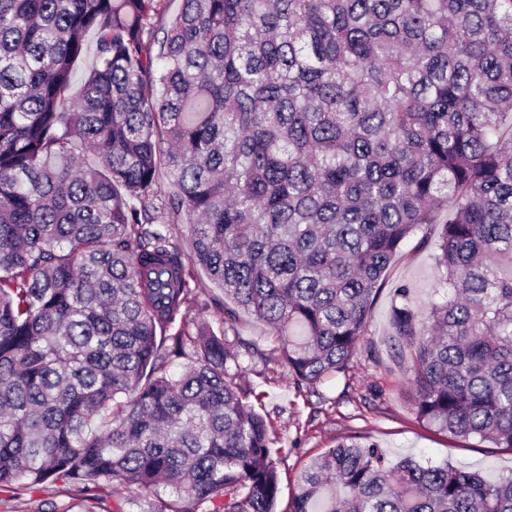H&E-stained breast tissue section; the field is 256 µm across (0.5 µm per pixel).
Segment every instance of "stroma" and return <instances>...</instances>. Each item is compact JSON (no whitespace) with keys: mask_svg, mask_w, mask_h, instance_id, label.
<instances>
[{"mask_svg":"<svg viewBox=\"0 0 512 512\" xmlns=\"http://www.w3.org/2000/svg\"><path fill=\"white\" fill-rule=\"evenodd\" d=\"M435 243L415 248L406 242L386 274L369 319L368 334L345 372L330 376L315 389L299 387L280 362L253 359L246 381L258 394L255 408L271 418L274 450L281 481L280 512H286L303 468L339 442L365 437L376 442L389 459L406 456L425 465L445 462L487 477L512 474V450L477 437L467 439L437 431L418 421L404 366L390 348V312L395 288L407 285L414 307L441 300L437 284ZM193 288L189 316L213 330H226L239 349L269 353L277 342L267 326L245 311H237L232 329L224 327V311L232 302L223 288L199 266L188 269ZM142 512L144 502L133 487H118L114 496L94 501L78 487L47 482L33 492L0 491V512Z\"/></svg>","mask_w":512,"mask_h":512,"instance_id":"stroma-1","label":"stroma"}]
</instances>
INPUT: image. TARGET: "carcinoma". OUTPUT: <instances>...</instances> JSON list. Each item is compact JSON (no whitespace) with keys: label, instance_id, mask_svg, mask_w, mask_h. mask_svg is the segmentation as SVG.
Here are the masks:
<instances>
[{"label":"carcinoma","instance_id":"obj_1","mask_svg":"<svg viewBox=\"0 0 512 512\" xmlns=\"http://www.w3.org/2000/svg\"><path fill=\"white\" fill-rule=\"evenodd\" d=\"M161 9L0 0V489L276 512L272 423L187 262L314 388L434 224L444 301L392 305L413 411L512 449V0H181L160 39ZM288 512H512V474L342 442ZM188 274L191 288H194L188 305L190 318L198 323L208 324L217 333L226 327L229 340L243 352L247 348L258 349L264 353L273 352L278 343L264 323L238 309L229 298L224 296V289L212 281L202 267L190 266ZM226 308L236 311L233 330L230 328V323L224 324Z\"/></svg>","mask_w":512,"mask_h":512}]
</instances>
